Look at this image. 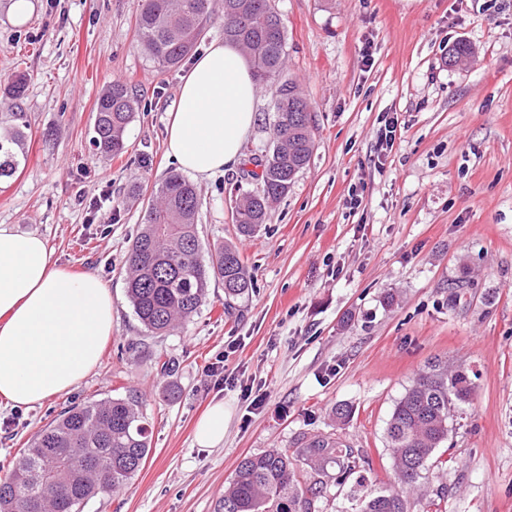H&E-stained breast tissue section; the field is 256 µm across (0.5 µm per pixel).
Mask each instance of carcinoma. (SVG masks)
I'll use <instances>...</instances> for the list:
<instances>
[{
    "mask_svg": "<svg viewBox=\"0 0 512 512\" xmlns=\"http://www.w3.org/2000/svg\"><path fill=\"white\" fill-rule=\"evenodd\" d=\"M221 8L224 40L250 61L260 89L276 86L275 120L260 159V189L243 194L233 214L243 237L265 223L269 211L310 163L316 148L310 104L299 84L285 78L287 30L271 0H137L136 28L144 53L160 69H172L197 47L208 23ZM28 76L16 72L4 92L14 111L0 113V180L9 179L26 158V114L21 110ZM136 94L115 79L96 103L92 142L104 157L127 151L126 133L136 110ZM200 189L181 173L168 172L154 186L141 224L125 258L130 303L148 332L163 336L197 313L211 282L224 286V308L249 295L247 274L237 247L219 242L201 255L198 215ZM466 371L436 362L418 374L396 402L387 422V441L398 489L372 491L362 475L368 463L362 448L346 444L336 432L301 438V447L269 449L243 457L216 501L214 512H317V502L334 483L350 485L355 512H414L422 503L420 479L440 445L448 439L455 408L470 401ZM151 447L142 401L130 393L65 407L38 431L11 474L0 480V512H84L94 501L117 496L141 470ZM64 448H77L61 477V492L39 493L44 461ZM112 467V480L99 466Z\"/></svg>",
    "mask_w": 512,
    "mask_h": 512,
    "instance_id": "carcinoma-1",
    "label": "carcinoma"
}]
</instances>
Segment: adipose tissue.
I'll list each match as a JSON object with an SVG mask.
<instances>
[{
	"label": "adipose tissue",
	"mask_w": 512,
	"mask_h": 512,
	"mask_svg": "<svg viewBox=\"0 0 512 512\" xmlns=\"http://www.w3.org/2000/svg\"><path fill=\"white\" fill-rule=\"evenodd\" d=\"M252 67L213 42L183 77L167 124V153L182 170L233 171L256 121ZM112 335V294L93 271L59 265L46 241L0 225V401L36 407L77 387Z\"/></svg>",
	"instance_id": "obj_1"
}]
</instances>
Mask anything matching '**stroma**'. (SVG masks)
Masks as SVG:
<instances>
[{
	"label": "stroma",
	"instance_id": "1",
	"mask_svg": "<svg viewBox=\"0 0 512 512\" xmlns=\"http://www.w3.org/2000/svg\"><path fill=\"white\" fill-rule=\"evenodd\" d=\"M31 2L18 19L14 0H0V78L29 76L27 160L0 182V225L42 236L71 271L97 272L113 322L78 387L35 408L0 406V479L66 404L133 390L151 451L118 499L85 512H213L243 456L295 450L332 429L340 403L354 410L341 433L367 451L370 487L390 489L387 420L438 360L466 370L474 391L450 421L447 465L425 473L431 512H512V0H272L316 149L249 237L233 211L256 182L237 169L197 179L202 247L235 245L254 289L228 312L211 283L168 336L140 324L123 264L174 167L166 127L187 69L144 54L137 0ZM461 43L471 54L455 66L448 52ZM115 79L139 105L126 153L105 159L91 141L95 102ZM385 115L401 130L390 151L379 147ZM219 358L220 383L209 374ZM218 400L224 442L199 447L195 424Z\"/></svg>",
	"mask_w": 512,
	"mask_h": 512
}]
</instances>
